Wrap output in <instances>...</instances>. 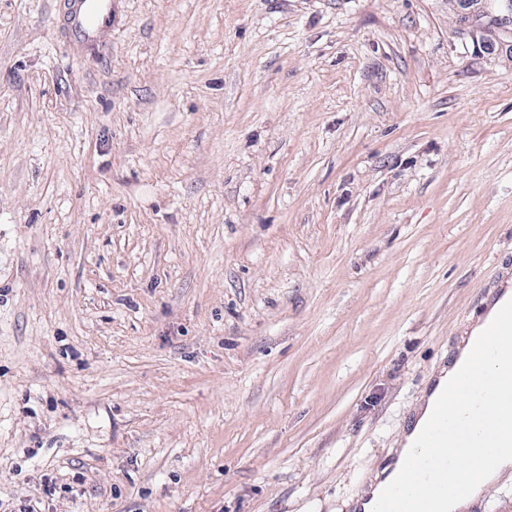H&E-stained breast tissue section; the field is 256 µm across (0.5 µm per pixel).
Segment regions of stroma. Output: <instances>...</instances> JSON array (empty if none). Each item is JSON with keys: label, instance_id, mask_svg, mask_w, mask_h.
Listing matches in <instances>:
<instances>
[{"label": "stroma", "instance_id": "1", "mask_svg": "<svg viewBox=\"0 0 512 512\" xmlns=\"http://www.w3.org/2000/svg\"><path fill=\"white\" fill-rule=\"evenodd\" d=\"M0 0V512H354L512 277V0ZM66 22L77 43L94 41L112 20L111 0H68Z\"/></svg>", "mask_w": 512, "mask_h": 512}]
</instances>
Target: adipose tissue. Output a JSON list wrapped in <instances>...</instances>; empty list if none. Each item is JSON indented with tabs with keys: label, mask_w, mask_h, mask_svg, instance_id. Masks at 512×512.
<instances>
[{
	"label": "adipose tissue",
	"mask_w": 512,
	"mask_h": 512,
	"mask_svg": "<svg viewBox=\"0 0 512 512\" xmlns=\"http://www.w3.org/2000/svg\"><path fill=\"white\" fill-rule=\"evenodd\" d=\"M512 303V289H505L498 303L489 305L484 318L475 324L459 344L452 364L442 370L436 378V383L430 393L424 395L421 404L414 416L413 422L401 437L396 450V461L391 468L375 475L369 484L368 490L359 499L358 506L361 512H372L379 493L387 486L395 483L408 463L410 456L419 447L421 429L427 425L433 414L434 406L440 394L452 385L459 365L467 362L473 348L484 339L488 322L493 321L500 308ZM448 454L454 455L460 468L469 469L479 467L482 471L480 482L475 484L468 495L449 496L446 512H467L474 498L480 496L487 488L497 483L500 477L512 471V448H501L486 451L476 455L465 451L462 437H453L448 441Z\"/></svg>",
	"instance_id": "obj_1"
}]
</instances>
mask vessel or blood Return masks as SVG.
<instances>
[{
	"label": "vessel or blood",
	"instance_id": "b4317fda",
	"mask_svg": "<svg viewBox=\"0 0 512 512\" xmlns=\"http://www.w3.org/2000/svg\"><path fill=\"white\" fill-rule=\"evenodd\" d=\"M112 20L110 0H69L66 22L75 42L94 41ZM512 355V309L503 312L488 327L483 342L462 365L454 384L447 388L435 409L431 425L422 434V452L413 456L398 483L387 490L374 512H445L448 496L464 494L478 480V471L457 473L454 460L441 446L449 430L457 428L455 407L461 399L481 406L478 391L492 354Z\"/></svg>",
	"mask_w": 512,
	"mask_h": 512
}]
</instances>
